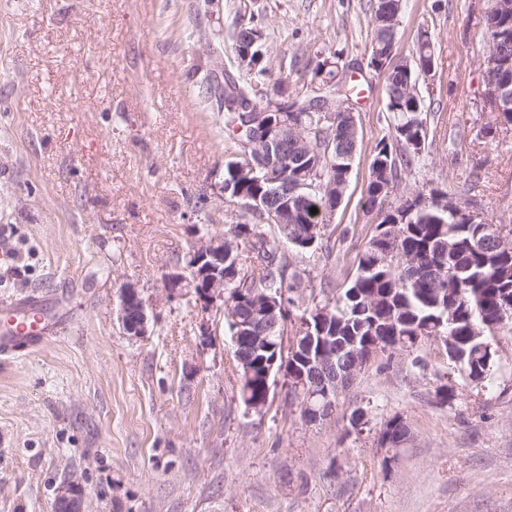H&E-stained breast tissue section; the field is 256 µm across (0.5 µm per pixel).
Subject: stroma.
Instances as JSON below:
<instances>
[{
  "label": "stroma",
  "instance_id": "obj_1",
  "mask_svg": "<svg viewBox=\"0 0 512 512\" xmlns=\"http://www.w3.org/2000/svg\"><path fill=\"white\" fill-rule=\"evenodd\" d=\"M368 7L0 0V305L34 297L55 313L50 340L0 364V512H53L74 472L92 512H512V332L489 389L426 340L372 360L330 419L309 422L280 376L264 413L247 411L223 309L165 282L199 241L197 196L222 203L224 120L198 89L210 70L236 71L231 26L253 17L265 37L257 103L278 102L280 83L310 84L336 51L362 89L349 102L360 150L327 227L335 248L305 260L300 305L346 287L376 230L369 160L391 133L385 77L364 63ZM486 7L404 0L397 53L410 57L425 28L438 62L419 83L432 145L387 199L430 183L512 228V126L482 102ZM126 283L146 305L140 338L112 317ZM444 383L454 396L442 404ZM357 403L373 409L360 433ZM396 415L410 436L386 470L377 432Z\"/></svg>",
  "mask_w": 512,
  "mask_h": 512
}]
</instances>
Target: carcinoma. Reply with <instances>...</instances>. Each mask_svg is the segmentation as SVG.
<instances>
[{
    "label": "carcinoma",
    "instance_id": "1",
    "mask_svg": "<svg viewBox=\"0 0 512 512\" xmlns=\"http://www.w3.org/2000/svg\"><path fill=\"white\" fill-rule=\"evenodd\" d=\"M509 41L490 37L484 54L512 52ZM261 23L248 22L234 28L232 51L248 49L256 64L255 75L265 72ZM418 60L436 65L427 30L418 32L415 44ZM419 71L394 70L390 92L386 93L391 139L380 141L369 162L367 205L383 207L389 186L399 169H410L422 159L429 146L424 99L416 89L404 90V82L417 84ZM244 86L233 78L224 80L218 95L224 111V149L230 158L224 163V214L238 221L224 230V325L239 333L235 317L242 316L243 304L263 295L286 293V303L295 305L292 294L299 292L300 264L304 256L317 251L331 253L326 228L334 213L333 193L343 182L345 171L339 152L356 153L360 139H349L341 129L339 112H316L326 100L353 95V86L336 81L303 92H288L280 86L282 105L293 102L308 112H280L266 105L262 121H251V113L237 106ZM288 133L284 156L275 174L290 183L297 168L289 159L307 148L305 165L312 171L315 188H301L296 199L283 211L270 195L266 179L241 177L236 155L247 145H257L276 127ZM440 193L449 204L433 205ZM317 213H311V209ZM463 207L448 191L424 185L398 205L385 210L384 220L362 250L356 273L338 295H324L295 318V335L306 336L323 329L336 337V368L345 370L370 354L377 337L398 352L411 353L423 339L435 336L456 338L448 359L459 367L469 383L486 389L500 359L497 336L512 325V231L502 224H468ZM266 387L260 378L242 382L239 396L244 405L262 399Z\"/></svg>",
    "mask_w": 512,
    "mask_h": 512
}]
</instances>
